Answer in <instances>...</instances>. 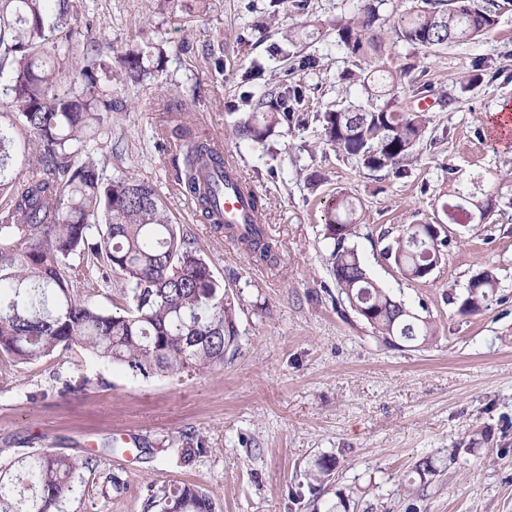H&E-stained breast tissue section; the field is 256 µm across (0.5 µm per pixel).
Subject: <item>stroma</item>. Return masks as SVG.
Returning a JSON list of instances; mask_svg holds the SVG:
<instances>
[{"label":"stroma","instance_id":"35a3bbf8","mask_svg":"<svg viewBox=\"0 0 512 512\" xmlns=\"http://www.w3.org/2000/svg\"><path fill=\"white\" fill-rule=\"evenodd\" d=\"M496 2L497 24L479 39L439 50L391 45L398 107L417 104V89L432 101L424 138L395 174L364 169L321 137V113L366 101L346 78L356 63L334 30L362 0H287L276 13L270 0H83L80 43L121 51L144 29L168 51L143 81L113 83L121 108L112 136L92 147L104 181L157 189L233 295L239 344L221 366L150 379L78 347L29 365L0 356V454L95 457L63 512H143L149 490L176 481L204 488L219 512H512V148L491 139L487 122L512 105V0ZM303 56L311 65L294 68ZM249 71L255 80L243 82ZM284 81L305 88L302 122L262 147L239 139L232 124L250 112L249 97ZM181 125L223 139L266 199L277 263L254 261L199 220L174 182ZM452 171L481 174L492 211L475 234L449 225L440 265L406 279L382 232L435 219ZM341 191L363 207L347 246L374 282L430 317L429 344H384L339 296L323 213ZM485 269L499 280L494 301L460 313L453 295ZM82 375L97 386L64 392ZM190 431L206 448L186 464L174 441ZM108 443L115 454L100 455ZM331 456L337 467L313 497L307 475ZM427 456L436 470L408 494Z\"/></svg>","mask_w":512,"mask_h":512}]
</instances>
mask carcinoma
<instances>
[{"mask_svg":"<svg viewBox=\"0 0 512 512\" xmlns=\"http://www.w3.org/2000/svg\"><path fill=\"white\" fill-rule=\"evenodd\" d=\"M423 0L402 15L387 38L376 5L365 0L354 19L336 23V36L359 62L352 79L367 105L322 114L326 144L364 168L378 172L409 158L428 128L426 113L396 108L398 75L384 62L387 42L426 48L466 43L496 24L493 0ZM77 0H0V97L13 104V121L0 124V355L16 364H35L79 345L99 360L149 379L200 372L224 365L227 349L238 345L236 307L224 281L192 242L172 223L155 187L118 179L103 184L99 160L89 146L112 128V81L143 80L167 58L160 42L116 51L110 43L83 48V64L69 66L75 50ZM304 91L281 83L235 121V133L262 145L280 127L298 119ZM28 135L32 157L25 178L7 179L16 130ZM188 138L176 184L200 219L234 238L255 260H277V243L262 224H224L217 196L223 184L209 174L224 173V155L214 142L182 128ZM441 208L450 224L476 230L491 210L482 177H448ZM361 202L344 193L325 212L326 257L340 295L377 337L425 345L435 336L432 322L401 313V301L366 273L357 251L345 245L355 232ZM386 254L408 279L421 280L431 248L429 223L403 224ZM120 279L121 311L108 312L74 285L112 287ZM498 290L490 270L468 281L454 297L463 314L487 308ZM183 463L204 450L202 437L178 439ZM93 458L39 450L0 465V512H62L61 502L78 470ZM336 459L318 463L310 488L321 493ZM145 512H216L211 497L192 484H173L149 495Z\"/></svg>","mask_w":512,"mask_h":512,"instance_id":"obj_1","label":"carcinoma"}]
</instances>
